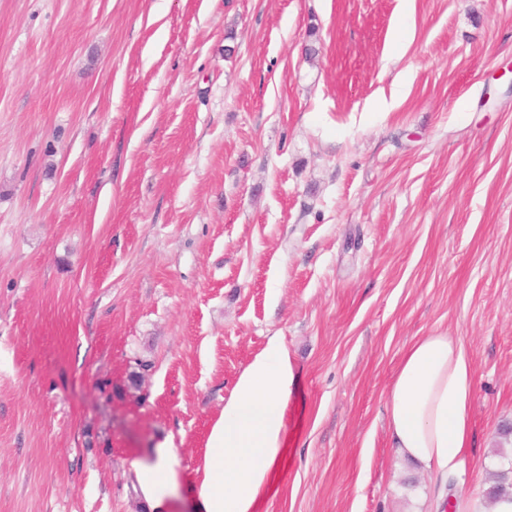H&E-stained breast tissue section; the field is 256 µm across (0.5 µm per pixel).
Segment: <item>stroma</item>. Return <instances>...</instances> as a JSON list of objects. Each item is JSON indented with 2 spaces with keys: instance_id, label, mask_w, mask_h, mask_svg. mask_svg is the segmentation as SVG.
I'll use <instances>...</instances> for the list:
<instances>
[{
  "instance_id": "stroma-1",
  "label": "stroma",
  "mask_w": 512,
  "mask_h": 512,
  "mask_svg": "<svg viewBox=\"0 0 512 512\" xmlns=\"http://www.w3.org/2000/svg\"><path fill=\"white\" fill-rule=\"evenodd\" d=\"M466 347L469 448L400 458L415 337ZM260 512H470L512 482V0H0V512H149L270 340ZM130 465L152 512H166L168 497L181 476L176 449L166 445L154 448L149 462L134 460Z\"/></svg>"
}]
</instances>
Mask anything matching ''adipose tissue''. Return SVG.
I'll return each instance as SVG.
<instances>
[{
    "label": "adipose tissue",
    "mask_w": 512,
    "mask_h": 512,
    "mask_svg": "<svg viewBox=\"0 0 512 512\" xmlns=\"http://www.w3.org/2000/svg\"><path fill=\"white\" fill-rule=\"evenodd\" d=\"M286 350L270 342L239 378L211 430L203 477L195 486L200 512H258L286 453L285 410L293 383ZM474 377L463 343L443 332L414 338L386 392L388 428L406 458L445 474L457 468L471 432ZM152 512H166L180 460L161 446L150 461H132Z\"/></svg>",
    "instance_id": "adipose-tissue-1"
}]
</instances>
